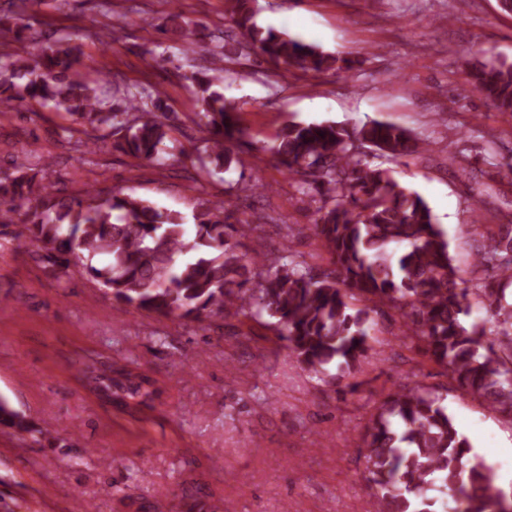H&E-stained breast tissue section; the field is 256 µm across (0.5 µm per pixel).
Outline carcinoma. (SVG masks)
Instances as JSON below:
<instances>
[{"label":"carcinoma","mask_w":512,"mask_h":512,"mask_svg":"<svg viewBox=\"0 0 512 512\" xmlns=\"http://www.w3.org/2000/svg\"><path fill=\"white\" fill-rule=\"evenodd\" d=\"M30 0H10L0 14V39L23 41L18 25ZM240 31L235 53L262 58L285 70L321 74L336 57L255 22L251 0H228ZM186 47L189 22L169 13L159 28ZM212 67L196 79L200 111L193 123L205 133L198 162L221 171L232 147L248 145L237 103L213 89L224 70L225 46L210 50ZM0 68V106L15 112L52 105L73 123L108 131L112 148L149 161L167 152L175 116L153 85H130L124 106L110 89L86 80L80 46L69 37L36 52H14ZM471 89L501 112H512V62L473 66ZM106 136V137H108ZM106 137H91L93 148ZM422 149L402 127L370 120L355 133L336 124L290 123L268 151L288 173L295 191L317 203L312 225L330 257L317 270L282 249L247 256L239 239L255 230L233 220L222 200L200 205L192 220L131 194L88 190L59 195L45 173L17 170L0 177V227L19 226L17 248L43 252L60 280L72 268L104 287L122 313L140 312L200 324L212 316L260 320L283 342L299 367L328 385L355 372L369 350L370 312L387 306L400 317L418 349L450 371L457 386L512 418V224H499L490 244L477 248L473 276L452 263L448 237L427 202L392 178L383 164ZM484 299L487 318L464 324L468 296ZM89 389L110 403L151 392L144 380L115 370L112 359L78 361ZM0 425L40 442L56 430L38 426L0 398ZM367 481L381 512H437L435 493L449 495L442 512H512V498L484 461L468 458L437 391L417 384L390 394L365 427Z\"/></svg>","instance_id":"cac0c4a2"}]
</instances>
